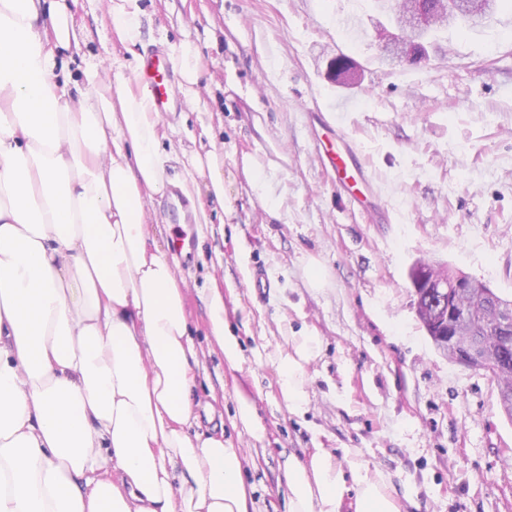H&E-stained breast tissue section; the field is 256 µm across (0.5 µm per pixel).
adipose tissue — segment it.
Masks as SVG:
<instances>
[{
  "mask_svg": "<svg viewBox=\"0 0 512 512\" xmlns=\"http://www.w3.org/2000/svg\"><path fill=\"white\" fill-rule=\"evenodd\" d=\"M85 52L68 0H0V512H249L237 449L196 433V345L183 295L150 248L145 203L170 160L147 87L103 81L113 38L142 35L112 0ZM224 200V160L193 153L182 182ZM274 365L307 403L318 340ZM289 512H401L382 476L314 452L285 468Z\"/></svg>",
  "mask_w": 512,
  "mask_h": 512,
  "instance_id": "adipose-tissue-1",
  "label": "adipose tissue"
}]
</instances>
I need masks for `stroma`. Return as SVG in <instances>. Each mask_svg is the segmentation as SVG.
Instances as JSON below:
<instances>
[{"instance_id": "1", "label": "stroma", "mask_w": 512, "mask_h": 512, "mask_svg": "<svg viewBox=\"0 0 512 512\" xmlns=\"http://www.w3.org/2000/svg\"><path fill=\"white\" fill-rule=\"evenodd\" d=\"M397 0H139L142 39L113 40L133 62L182 41L200 52L196 102L162 118L167 172L183 154L224 157V202L193 225L190 262L174 252L181 222L157 197L145 208L151 245L182 283L197 348L193 397L243 459L254 512H288L284 467L321 448L341 466L383 475L401 512H512V420L499 385L449 362L423 328L409 272L421 260L482 281L512 299V0L481 26L430 39L427 62L388 66L372 22ZM355 79L331 76L332 58ZM352 99L345 116L385 201L336 187L323 161L318 110ZM401 223L381 219L385 205ZM271 286H251L256 267ZM319 278H312V271ZM241 360L209 334L212 293ZM292 336L320 340L307 364L303 410L289 411L273 360ZM251 400L255 441L237 418ZM237 415L242 425L252 434L253 438L256 441H262L264 438V427L257 416L253 403L248 399H239Z\"/></svg>"}]
</instances>
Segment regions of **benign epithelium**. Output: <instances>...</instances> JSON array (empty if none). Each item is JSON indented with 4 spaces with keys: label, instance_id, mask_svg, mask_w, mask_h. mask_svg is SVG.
I'll list each match as a JSON object with an SVG mask.
<instances>
[{
    "label": "benign epithelium",
    "instance_id": "obj_1",
    "mask_svg": "<svg viewBox=\"0 0 512 512\" xmlns=\"http://www.w3.org/2000/svg\"><path fill=\"white\" fill-rule=\"evenodd\" d=\"M492 5L491 0H457L452 11H446L448 21L464 15L477 23L484 11ZM429 12L422 0H408L402 8V24L398 32L378 33L388 59L397 63H420L426 60L419 45L417 34L428 22ZM413 290L422 285L428 288L427 304L423 306L425 319L442 327L436 343L439 349L456 348L461 336L468 333L476 323L473 300L487 293L476 284L461 276L448 280L435 274V267L422 265L410 276ZM496 318L486 327V338L482 343L458 355V363L468 368L487 370L491 366L505 367L512 364V302L495 301Z\"/></svg>",
    "mask_w": 512,
    "mask_h": 512
}]
</instances>
